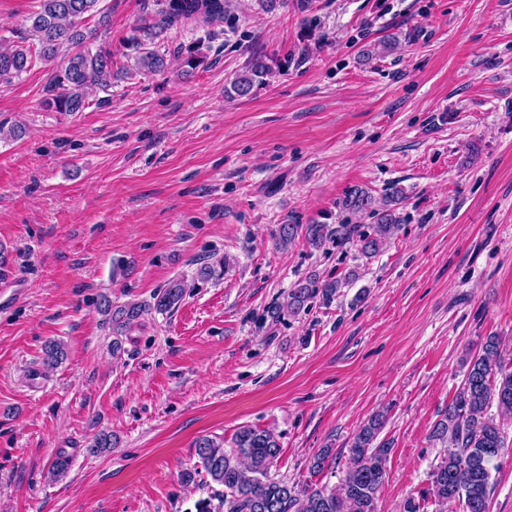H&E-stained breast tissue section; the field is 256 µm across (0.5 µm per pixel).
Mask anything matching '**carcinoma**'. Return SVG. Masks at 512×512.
Instances as JSON below:
<instances>
[{
    "instance_id": "cac0c4a2",
    "label": "carcinoma",
    "mask_w": 512,
    "mask_h": 512,
    "mask_svg": "<svg viewBox=\"0 0 512 512\" xmlns=\"http://www.w3.org/2000/svg\"><path fill=\"white\" fill-rule=\"evenodd\" d=\"M100 0H39L38 10L27 19L23 36L18 41L0 42V84H9L33 65H49L61 52L66 61L51 69L45 106L55 112L83 111L98 91L112 86V49L100 44L91 47L93 34L84 22L97 18L100 26L108 25V14L99 8ZM153 15L142 20L138 34L129 40L136 53L135 67L142 75H157L167 67L165 54L154 47L156 40L175 23L200 21L206 25L224 22L225 0H157ZM200 48L189 47L182 53L183 75L192 76L204 62ZM270 67L260 59L236 77L233 88L237 95L247 96L254 85L263 82ZM403 192L388 194L385 203L376 205L368 192L355 188L344 200L345 208L368 211L375 223L360 230L355 225L340 224L336 230L326 224H281L277 239L286 247L305 229V238L319 248L330 240L341 245L357 234L364 255L372 257L390 240L399 228V217L392 204H400ZM343 279L311 278L300 283L288 296V308L299 311L317 294H336ZM184 282L175 278L154 297L153 308L166 312L183 299ZM104 312L112 313L115 334L146 312V306L131 303L112 309L104 300ZM66 359L63 346L57 342L45 348L44 366L53 368ZM464 379L448 408L434 424L432 436L450 443L447 455L435 464L428 488L419 497H409L404 512H423V505L433 500L439 512L459 504L463 512H489L493 488L491 471L506 445L501 423L488 415L487 409L497 403L502 415H512V366L505 363L501 341L487 337L478 354L465 360ZM384 426L382 415L376 414L355 434L345 463V474L339 490L324 486L300 488L270 474L280 452L274 433L243 426L224 448V440L199 437L195 453L200 467L183 474L185 483L195 482L203 473L210 483L218 486L210 498L197 505V512H377V499L384 484L386 463L391 452L388 442H376Z\"/></svg>"
}]
</instances>
